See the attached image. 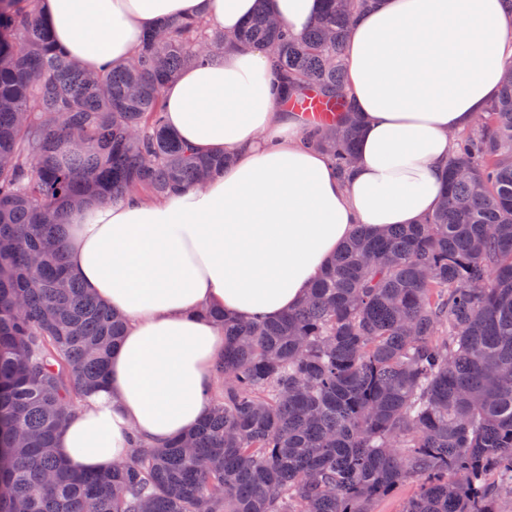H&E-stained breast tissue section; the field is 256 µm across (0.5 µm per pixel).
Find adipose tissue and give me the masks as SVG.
<instances>
[{
  "instance_id": "obj_1",
  "label": "adipose tissue",
  "mask_w": 512,
  "mask_h": 512,
  "mask_svg": "<svg viewBox=\"0 0 512 512\" xmlns=\"http://www.w3.org/2000/svg\"><path fill=\"white\" fill-rule=\"evenodd\" d=\"M256 0H45L57 44L85 69L120 66L146 30L201 17L234 37ZM301 34L321 0H267ZM361 121L359 159L340 177L301 142V113L274 91L270 53L244 46L165 88L169 129L234 162L201 189L70 211L73 275L128 320L104 390L85 397L57 453L77 468L125 460L131 436L159 447L209 411L224 338L210 307L238 318L295 309L358 225L416 224L439 204L452 133L498 96L512 60L503 0H376L343 46Z\"/></svg>"
}]
</instances>
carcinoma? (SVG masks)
Returning <instances> with one entry per match:
<instances>
[{"label": "carcinoma", "instance_id": "cac0c4a2", "mask_svg": "<svg viewBox=\"0 0 512 512\" xmlns=\"http://www.w3.org/2000/svg\"><path fill=\"white\" fill-rule=\"evenodd\" d=\"M42 0H0V512H371L414 480L403 512H499L512 496V60L498 99L453 138L439 206L418 224L358 230L294 310L236 320L211 308L224 355L209 412L110 471L56 452L102 386L124 320L72 275L76 200L160 199L232 162L167 125L181 70L224 51L202 19L142 36L128 63L86 73ZM295 37L265 0L240 42L276 57L277 91H315L304 130L344 177L360 121L340 46L369 0H323Z\"/></svg>", "mask_w": 512, "mask_h": 512}]
</instances>
